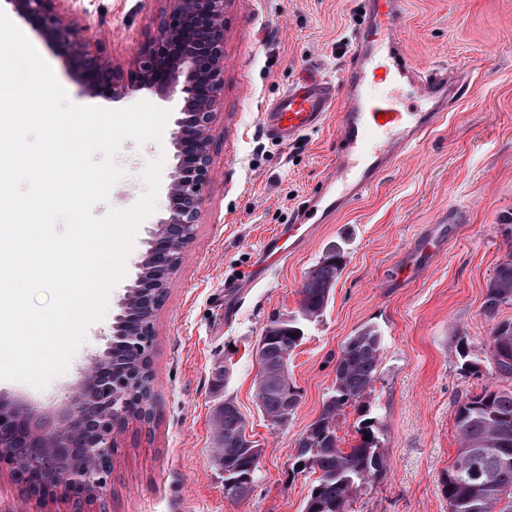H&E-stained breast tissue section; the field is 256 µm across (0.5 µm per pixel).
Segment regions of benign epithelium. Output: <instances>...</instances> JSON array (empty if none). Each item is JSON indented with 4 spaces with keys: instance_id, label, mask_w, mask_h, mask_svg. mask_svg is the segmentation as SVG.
Segmentation results:
<instances>
[{
    "instance_id": "1",
    "label": "benign epithelium",
    "mask_w": 512,
    "mask_h": 512,
    "mask_svg": "<svg viewBox=\"0 0 512 512\" xmlns=\"http://www.w3.org/2000/svg\"><path fill=\"white\" fill-rule=\"evenodd\" d=\"M66 0H8L17 13L37 22L51 41L66 46L79 62V75L96 96L118 103L144 88L157 87L164 98L183 102L173 143L176 164L169 176L165 217L156 225L148 249L137 263L136 285L148 289L139 297L128 288L121 306L140 311L161 301L168 279L152 277V269L170 275L193 239L203 205V189L211 178L210 125L224 92V11L228 0H164L156 32L135 52L124 69L116 67L88 44L76 39L75 18L60 8ZM151 323H143L119 345L133 370L151 346ZM112 351L91 356L80 369L65 404L43 417L20 404L0 401V462L20 465L17 451L34 448L65 455L51 484L72 499L73 512L96 500L105 488L117 437L132 421L148 420L153 410L136 409L131 390L113 378ZM24 501L48 502L47 486L26 475L16 479Z\"/></svg>"
}]
</instances>
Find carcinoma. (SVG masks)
Listing matches in <instances>:
<instances>
[{
    "label": "carcinoma",
    "instance_id": "carcinoma-1",
    "mask_svg": "<svg viewBox=\"0 0 512 512\" xmlns=\"http://www.w3.org/2000/svg\"><path fill=\"white\" fill-rule=\"evenodd\" d=\"M345 268V252L330 247L306 274L298 314L269 319L259 343L265 349L267 372L275 377L284 355L292 354L304 340V324L319 318ZM512 302V256L502 261L491 279L485 308L495 310ZM501 342L512 347V322L497 325L489 344ZM383 342L371 325L350 336L336 359V379L322 405L319 417L297 440L293 466L319 477L311 486L304 512H349L354 494L385 472L381 446L382 427L371 417L359 421L356 444L339 448L336 422L344 409L365 398L378 380ZM492 376L512 383V355L491 354ZM151 374L141 373L128 380L131 399L138 406L146 400ZM262 413L276 425L288 422L285 400L298 401V394L284 377L266 387H257ZM216 458L224 476V493L244 487L238 498L249 494L256 479L260 450L246 439V421L231 400H224L212 412ZM459 448L442 480L448 512H512V389L486 388L461 400L455 417ZM370 439H365V436Z\"/></svg>",
    "mask_w": 512,
    "mask_h": 512
}]
</instances>
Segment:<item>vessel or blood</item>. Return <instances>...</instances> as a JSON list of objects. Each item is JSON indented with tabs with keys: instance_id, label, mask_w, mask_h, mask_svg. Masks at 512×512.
Masks as SVG:
<instances>
[{
	"instance_id": "obj_1",
	"label": "vessel or blood",
	"mask_w": 512,
	"mask_h": 512,
	"mask_svg": "<svg viewBox=\"0 0 512 512\" xmlns=\"http://www.w3.org/2000/svg\"><path fill=\"white\" fill-rule=\"evenodd\" d=\"M359 6L361 21L342 81L305 73L259 114L265 134L282 146L335 116L336 159L320 188L303 197L292 223L262 240L231 287H252L303 251L320 225L334 223L446 118L447 73L417 67L400 42L406 0H360Z\"/></svg>"
}]
</instances>
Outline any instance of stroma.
<instances>
[{"label": "stroma", "instance_id": "35a3bbf8", "mask_svg": "<svg viewBox=\"0 0 512 512\" xmlns=\"http://www.w3.org/2000/svg\"><path fill=\"white\" fill-rule=\"evenodd\" d=\"M78 35L114 65H128L152 36L162 0H77ZM10 14L51 66L71 102L104 106L76 80L70 50ZM355 0H229L224 13V95L211 125L212 178L195 236L171 273L153 318L150 352L156 406L148 424H130L118 439L103 496L86 512H303L315 474L293 469L296 441L320 415L335 383L336 358L364 325L378 328L384 352L368 398L385 426L387 469L354 497L349 512H448L442 479L459 446L458 401L494 386L489 338L512 322V302L486 313L488 284L512 255V0H408L400 38L426 68L459 77L446 120L335 223L321 225L307 249L250 289L232 321L224 319V282L246 267L261 241L283 223L304 195L318 190L336 148V123L286 147L272 142L258 114L308 68L339 78L351 53ZM134 101L169 110L161 142L123 141L115 158L124 177L95 216L127 209L145 192L146 163L176 160L172 144L178 100L143 89ZM168 206L159 192L155 212L140 226L125 278L110 292L105 314L92 324L66 371L45 388L0 380V394L47 411L62 404L79 369L104 349L133 283L136 264ZM449 224L450 236L429 267L396 279L403 255L419 235ZM338 245L346 267L323 315L307 323L289 364L297 407L288 423L267 421L256 394L257 340L267 320L296 314L306 271ZM475 368L460 372L459 341ZM229 376L215 383V367ZM232 399L261 450L257 479L242 499L226 497L212 458L211 413Z\"/></svg>", "mask_w": 512, "mask_h": 512}]
</instances>
